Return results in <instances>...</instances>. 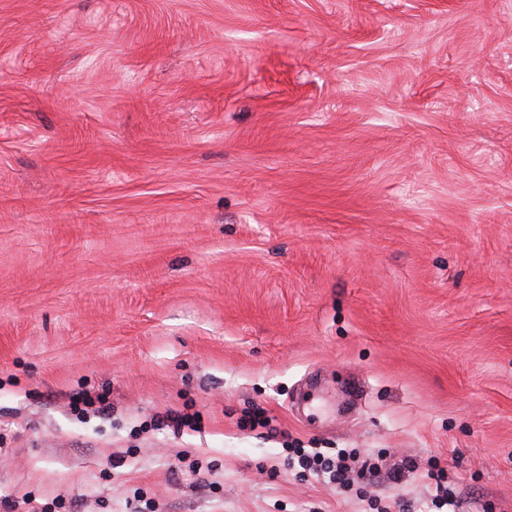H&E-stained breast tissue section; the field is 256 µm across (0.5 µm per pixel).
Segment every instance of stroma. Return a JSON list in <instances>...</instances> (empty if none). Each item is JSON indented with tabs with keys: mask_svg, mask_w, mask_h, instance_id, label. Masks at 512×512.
<instances>
[{
	"mask_svg": "<svg viewBox=\"0 0 512 512\" xmlns=\"http://www.w3.org/2000/svg\"><path fill=\"white\" fill-rule=\"evenodd\" d=\"M435 463L512 512V0H0V512H438ZM297 453L298 466L305 471L306 469L313 471H321L323 475H327L329 482L336 484L337 487H348L354 481L355 477L360 480H371L376 472L377 466L370 460L362 461L359 467L352 465L354 457L346 449L335 450L331 453H323L317 451H306L305 448H294Z\"/></svg>",
	"mask_w": 512,
	"mask_h": 512,
	"instance_id": "1",
	"label": "stroma"
}]
</instances>
